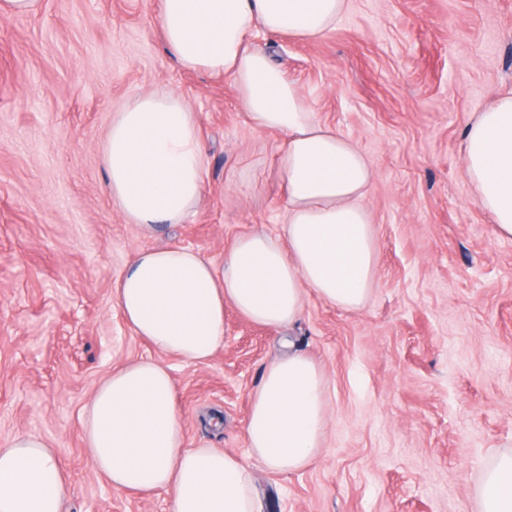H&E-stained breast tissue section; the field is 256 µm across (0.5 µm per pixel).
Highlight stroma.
<instances>
[{"mask_svg": "<svg viewBox=\"0 0 512 512\" xmlns=\"http://www.w3.org/2000/svg\"><path fill=\"white\" fill-rule=\"evenodd\" d=\"M160 0H42L0 17V445L34 434L70 477L64 512H171L89 461L94 391L133 359L165 364L187 447L246 455L249 395L294 349L324 371L325 446L306 469L253 468L261 512H474L484 466L512 452V239L495 236L463 173L462 131L512 90V0H348L314 42L257 31L318 121L376 170L372 301L306 293L283 327L224 310L204 365L155 351L112 289L132 259L186 247L214 262L241 235L278 234L283 135L255 130L229 79L168 54ZM169 90L197 114L205 191L181 224L145 233L112 205L100 146L132 94Z\"/></svg>", "mask_w": 512, "mask_h": 512, "instance_id": "obj_1", "label": "stroma"}]
</instances>
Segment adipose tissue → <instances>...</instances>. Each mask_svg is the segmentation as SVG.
I'll return each instance as SVG.
<instances>
[{
    "mask_svg": "<svg viewBox=\"0 0 512 512\" xmlns=\"http://www.w3.org/2000/svg\"><path fill=\"white\" fill-rule=\"evenodd\" d=\"M348 0H162L165 47L185 70L228 77L261 130L286 139L277 172L288 198L281 232L240 236L215 265L186 248L139 253L115 297L129 327L153 348L196 364L224 342V308L271 327L292 324L305 292L353 311L372 299L376 227L365 204L375 170L349 138L320 124L299 88L250 44L256 29L311 41ZM113 206L126 223L181 224L202 200L205 160L195 113L166 90L137 93L112 115L100 147ZM472 197L501 238H512V92L476 113L463 132ZM325 377L296 352L274 360L250 396L248 458L184 445L166 365L127 362L85 410L87 456L116 488L170 493L172 512H260L251 463L277 474L307 468L326 428ZM69 476L54 449L19 435L0 446V512H62ZM477 512H512V454L485 469Z\"/></svg>",
    "mask_w": 512,
    "mask_h": 512,
    "instance_id": "1",
    "label": "adipose tissue"
}]
</instances>
